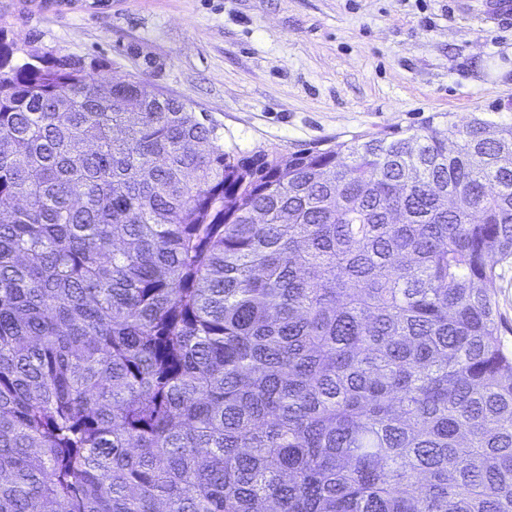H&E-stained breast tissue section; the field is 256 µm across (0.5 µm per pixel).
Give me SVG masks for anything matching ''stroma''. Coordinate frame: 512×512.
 I'll return each instance as SVG.
<instances>
[{"mask_svg":"<svg viewBox=\"0 0 512 512\" xmlns=\"http://www.w3.org/2000/svg\"><path fill=\"white\" fill-rule=\"evenodd\" d=\"M492 0H0L16 59L95 62L208 115L225 151L512 121V18Z\"/></svg>","mask_w":512,"mask_h":512,"instance_id":"1","label":"stroma"}]
</instances>
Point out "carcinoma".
I'll list each match as a JSON object with an SVG mask.
<instances>
[{
    "label": "carcinoma",
    "mask_w": 512,
    "mask_h": 512,
    "mask_svg": "<svg viewBox=\"0 0 512 512\" xmlns=\"http://www.w3.org/2000/svg\"><path fill=\"white\" fill-rule=\"evenodd\" d=\"M218 130L0 35V512H512V123ZM499 278L496 281L493 300L501 315V337L505 350L512 352V263L496 266Z\"/></svg>",
    "instance_id": "obj_1"
}]
</instances>
